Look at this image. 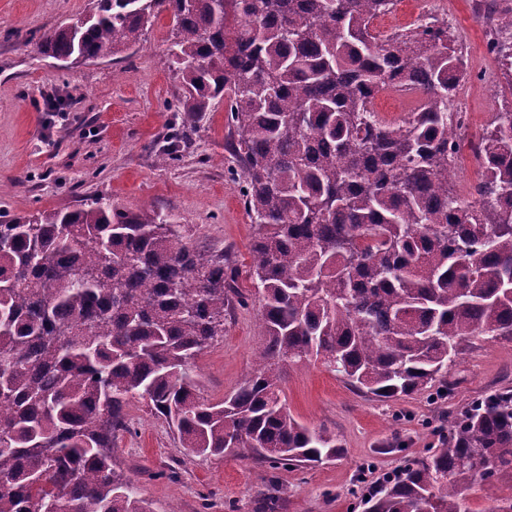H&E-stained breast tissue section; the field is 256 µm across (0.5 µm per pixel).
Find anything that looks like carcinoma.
<instances>
[{
    "instance_id": "1",
    "label": "carcinoma",
    "mask_w": 512,
    "mask_h": 512,
    "mask_svg": "<svg viewBox=\"0 0 512 512\" xmlns=\"http://www.w3.org/2000/svg\"><path fill=\"white\" fill-rule=\"evenodd\" d=\"M396 0H95L44 33L58 61L105 60L164 12L190 127L224 99L258 226L252 274L264 332L255 372L203 396L195 361L242 302L238 268L153 209L98 198L0 221V512H150L112 441L145 399L196 456L239 448L273 467L341 445L281 400L283 366L319 357L386 401L439 383L469 337L512 340V110L475 143V198L448 186L464 54L424 16L381 35ZM512 90V5L480 0ZM424 100L402 123L373 100ZM512 472V390L452 415L446 446L370 494L368 512H472L465 491Z\"/></svg>"
}]
</instances>
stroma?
Segmentation results:
<instances>
[{
  "label": "stroma",
  "mask_w": 512,
  "mask_h": 512,
  "mask_svg": "<svg viewBox=\"0 0 512 512\" xmlns=\"http://www.w3.org/2000/svg\"><path fill=\"white\" fill-rule=\"evenodd\" d=\"M473 5L456 0L444 11L436 0H398L374 27L392 32L421 14L446 15L469 59L455 105L479 133L512 107V91L502 73L487 69L485 23ZM92 7L93 0H0V212L12 218L107 198L129 211L170 215L196 244L228 253L247 301L233 305L223 339L196 359L203 395L218 401L251 375L263 341L250 276L257 226L245 207L243 166L230 150L237 133L225 103L216 102L172 159L158 163L182 121L172 109L180 88L168 16L155 20L139 46L107 60L61 68L34 51L47 30ZM51 93L63 98L55 111L45 104ZM446 379L454 387L449 398L429 388L380 401L350 389L321 361L290 366L282 387L289 414L326 427L341 444L335 459L306 467L274 470L234 453L188 455L141 400L128 406L130 430L112 456L150 512H365L367 485L442 448L449 413L512 389V342L463 343Z\"/></svg>",
  "instance_id": "1"
}]
</instances>
